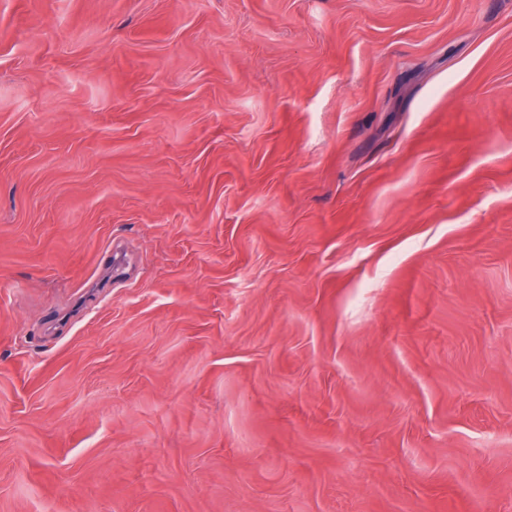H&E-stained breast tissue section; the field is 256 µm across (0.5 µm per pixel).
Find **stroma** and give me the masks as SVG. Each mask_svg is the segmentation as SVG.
<instances>
[{
  "label": "stroma",
  "instance_id": "obj_1",
  "mask_svg": "<svg viewBox=\"0 0 512 512\" xmlns=\"http://www.w3.org/2000/svg\"><path fill=\"white\" fill-rule=\"evenodd\" d=\"M0 512H512V0H0Z\"/></svg>",
  "mask_w": 512,
  "mask_h": 512
}]
</instances>
